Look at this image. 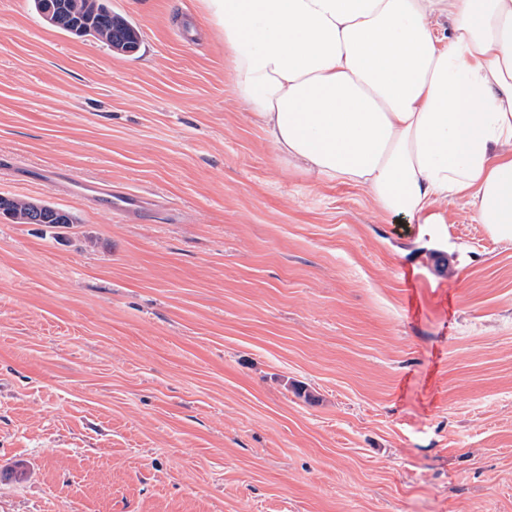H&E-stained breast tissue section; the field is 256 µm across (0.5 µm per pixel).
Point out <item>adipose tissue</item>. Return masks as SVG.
Wrapping results in <instances>:
<instances>
[{
    "label": "adipose tissue",
    "instance_id": "ef3b65f1",
    "mask_svg": "<svg viewBox=\"0 0 512 512\" xmlns=\"http://www.w3.org/2000/svg\"><path fill=\"white\" fill-rule=\"evenodd\" d=\"M277 156L442 223L512 239V0H200Z\"/></svg>",
    "mask_w": 512,
    "mask_h": 512
}]
</instances>
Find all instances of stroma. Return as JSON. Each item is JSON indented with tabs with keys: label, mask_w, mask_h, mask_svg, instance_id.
Masks as SVG:
<instances>
[{
	"label": "stroma",
	"mask_w": 512,
	"mask_h": 512,
	"mask_svg": "<svg viewBox=\"0 0 512 512\" xmlns=\"http://www.w3.org/2000/svg\"><path fill=\"white\" fill-rule=\"evenodd\" d=\"M131 53L0 0V512H512V240L280 160L199 0ZM146 199L132 221L41 178ZM0 195V214L18 224H74L76 217L68 210L30 199ZM34 219V222L30 220Z\"/></svg>",
	"instance_id": "35a3bbf8"
}]
</instances>
